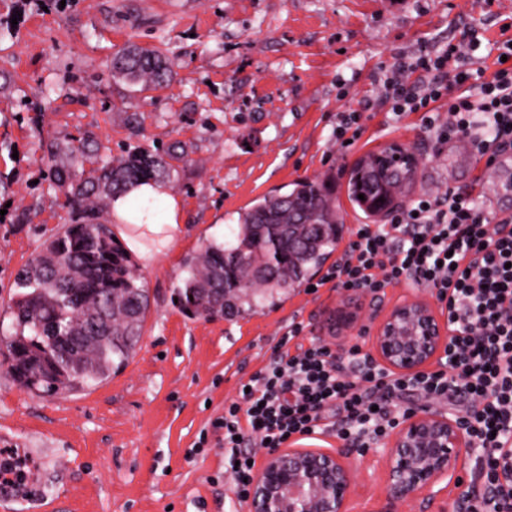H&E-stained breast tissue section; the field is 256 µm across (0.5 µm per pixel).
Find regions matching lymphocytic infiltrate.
I'll return each mask as SVG.
<instances>
[{
    "mask_svg": "<svg viewBox=\"0 0 512 512\" xmlns=\"http://www.w3.org/2000/svg\"><path fill=\"white\" fill-rule=\"evenodd\" d=\"M499 51L504 62L479 83L460 66V43L397 58L378 79L379 99L396 115L420 113L435 143L465 142L494 165L512 150L511 37ZM327 278L373 294L401 283L432 289L454 338L437 370L399 375L356 348L340 360L326 345L295 344L303 327L291 325L278 355L217 422L238 500L254 472L245 445L283 448L329 433L363 448L428 404L466 424L490 479L496 448L512 439V216L495 218L468 189L419 196L392 212L388 228L356 235Z\"/></svg>",
    "mask_w": 512,
    "mask_h": 512,
    "instance_id": "f902f5d3",
    "label": "lymphocytic infiltrate"
}]
</instances>
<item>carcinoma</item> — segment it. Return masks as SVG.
<instances>
[{
	"label": "carcinoma",
	"instance_id": "obj_1",
	"mask_svg": "<svg viewBox=\"0 0 512 512\" xmlns=\"http://www.w3.org/2000/svg\"><path fill=\"white\" fill-rule=\"evenodd\" d=\"M112 72L145 91L166 85L171 70L160 49L132 44L113 55ZM84 154L72 142L53 153L60 163L52 187L67 196L77 219L63 225L18 271L8 306L11 330L0 336V356L13 377L47 395L101 383L132 356L149 296L131 253L101 211L105 199L169 177L172 165L166 158H177L138 147L97 159L87 170L79 162ZM382 154L360 158L347 184L349 200L376 222L413 188V182L392 177V193H381L364 165ZM332 182L326 175L299 181L284 194H268L239 213L228 238L202 243L186 259L185 276L175 287L182 310L204 319L251 316L307 283L341 239ZM290 224L302 225L295 245L288 243Z\"/></svg>",
	"mask_w": 512,
	"mask_h": 512
}]
</instances>
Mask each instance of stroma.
<instances>
[{
    "label": "stroma",
    "mask_w": 512,
    "mask_h": 512,
    "mask_svg": "<svg viewBox=\"0 0 512 512\" xmlns=\"http://www.w3.org/2000/svg\"><path fill=\"white\" fill-rule=\"evenodd\" d=\"M512 0H0V329L19 269L74 215L50 186L53 146L84 142L103 157L130 146L184 158L165 182L181 212L173 243L136 264L149 308L128 365L92 388L54 396L17 383L0 365V448H22L36 489H0V512H249L224 461L217 419L276 355L289 325L299 343L333 344L339 310L362 322L430 289L373 295L302 287L245 318H193L173 287L202 242L223 240L241 209L274 189L332 174L350 241L365 217L346 194L355 162L393 143L421 166L413 195L478 186L484 160L435 145L418 113L395 116L374 80L422 46L480 43L495 70ZM135 43L172 62L170 84L143 91L112 76V56ZM371 100L361 137L345 151L336 115ZM139 113L140 123L128 118ZM308 446L344 452L354 499L386 496L385 461L328 436Z\"/></svg>",
    "instance_id": "1"
}]
</instances>
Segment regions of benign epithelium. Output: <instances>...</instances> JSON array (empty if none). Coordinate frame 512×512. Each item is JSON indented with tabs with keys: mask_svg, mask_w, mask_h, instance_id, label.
<instances>
[{
	"mask_svg": "<svg viewBox=\"0 0 512 512\" xmlns=\"http://www.w3.org/2000/svg\"><path fill=\"white\" fill-rule=\"evenodd\" d=\"M373 331L368 354L385 368L404 375L429 367L448 346L447 320L427 301L415 299L393 306L375 328L350 318L346 332ZM472 440L460 422L426 408L406 416L380 453L387 461V504L364 512H398L407 499L427 492L435 501L448 486L458 496L442 512H454L470 496L462 482ZM353 473L339 454L311 448H276L254 472L250 512H351ZM486 496L512 501V445L496 449L493 485Z\"/></svg>",
	"mask_w": 512,
	"mask_h": 512,
	"instance_id": "benign-epithelium-1",
	"label": "benign epithelium"
}]
</instances>
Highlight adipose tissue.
<instances>
[{
  "label": "adipose tissue",
  "instance_id": "1",
  "mask_svg": "<svg viewBox=\"0 0 512 512\" xmlns=\"http://www.w3.org/2000/svg\"><path fill=\"white\" fill-rule=\"evenodd\" d=\"M167 200V221L158 224L153 202L158 198ZM109 215L118 221H127L158 233H175L179 228V207L175 200L167 199L166 191L160 184L150 182L139 186L129 193L114 197L110 202Z\"/></svg>",
  "mask_w": 512,
  "mask_h": 512
}]
</instances>
